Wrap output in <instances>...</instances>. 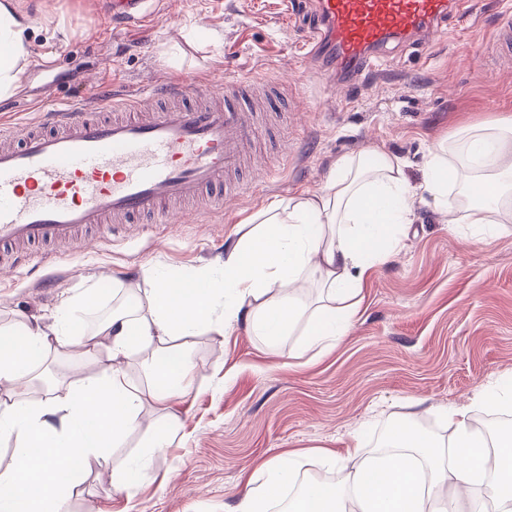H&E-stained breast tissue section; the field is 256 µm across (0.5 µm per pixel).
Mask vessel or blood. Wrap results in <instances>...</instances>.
<instances>
[{"instance_id":"1","label":"vessel or blood","mask_w":512,"mask_h":512,"mask_svg":"<svg viewBox=\"0 0 512 512\" xmlns=\"http://www.w3.org/2000/svg\"><path fill=\"white\" fill-rule=\"evenodd\" d=\"M111 17L142 22L145 0H112ZM481 0H318L319 22L307 32L310 53H334L354 73L393 39L446 35L449 16L482 11ZM211 83L177 80L135 97L118 117L74 106L42 112L39 122L0 128V258L19 267L25 248L60 245L111 222L146 218L172 224L238 196L232 175L256 137V119L237 103L208 105Z\"/></svg>"}]
</instances>
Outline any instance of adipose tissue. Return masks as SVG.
<instances>
[{
  "instance_id": "1",
  "label": "adipose tissue",
  "mask_w": 512,
  "mask_h": 512,
  "mask_svg": "<svg viewBox=\"0 0 512 512\" xmlns=\"http://www.w3.org/2000/svg\"><path fill=\"white\" fill-rule=\"evenodd\" d=\"M26 30L21 0H0V98L23 79ZM459 137V152L447 140L436 142L417 184L396 155L337 158L319 191L253 215L252 232L227 247L219 271L203 273L192 288L158 273L135 312L113 314L93 331L61 317L25 323L20 341L1 338L0 385L10 391L0 399V442L13 445L15 462L0 474V512H61L75 464L102 462L105 449L140 426L144 404L174 418L194 382L184 338L202 331L227 336L241 325L272 350L299 328L309 351L346 335L368 274L398 251L416 221V204L464 241L497 236L512 223V116L465 125ZM307 281L322 290V304L311 313L296 295ZM150 345L157 353L145 361L149 379L132 384L121 359ZM73 346L106 351L98 376L28 403L16 383L46 352ZM444 421L448 439L440 442L397 420L392 451L370 457L354 446L339 485L297 495L288 512H486L480 488L490 475L495 512H512V432L488 440L467 407L448 409ZM261 469L269 480L247 489L230 512H268L285 468L267 461Z\"/></svg>"
}]
</instances>
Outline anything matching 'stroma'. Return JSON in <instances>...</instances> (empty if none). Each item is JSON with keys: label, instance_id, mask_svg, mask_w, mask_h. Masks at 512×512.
Here are the masks:
<instances>
[{"label": "stroma", "instance_id": "1", "mask_svg": "<svg viewBox=\"0 0 512 512\" xmlns=\"http://www.w3.org/2000/svg\"><path fill=\"white\" fill-rule=\"evenodd\" d=\"M31 60L22 81L30 101H0V118L36 119L60 103L99 107L171 79L193 85L237 79L251 99L257 79L287 85L262 133V151L282 168L263 184L241 180L239 199L208 223L126 224L107 242L61 252L0 277V327L69 314L83 329L125 292L138 303L162 271L190 286L223 259L252 214L319 190L338 157L367 149L403 158L419 182L429 146L468 122L512 114V60L492 37L512 0H484L481 18L454 16L446 37L392 42L374 67L351 79L347 94L328 80L332 59L317 63L300 37L311 25L309 0H166L164 12L131 31L106 25L104 0H23ZM287 159H280V152ZM355 326L324 355L300 364L304 344L289 336L276 352L236 328L189 341L191 391L171 423L144 405L142 427L115 448L147 455L137 481L117 489L111 463L77 466L63 512H224L261 462L289 451L327 448L291 463L297 479H340L337 461L353 445L376 456L377 435L394 420L430 421L447 437L443 414L512 379V234L463 245L427 208L392 260L364 290ZM39 374L62 380L99 371L95 355L48 354ZM167 431L171 445L146 453V434Z\"/></svg>", "mask_w": 512, "mask_h": 512}]
</instances>
